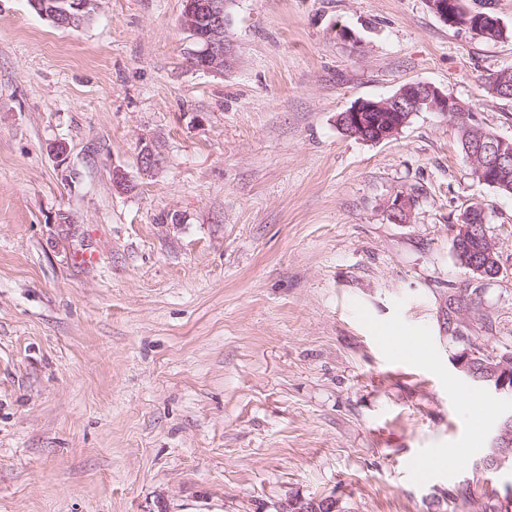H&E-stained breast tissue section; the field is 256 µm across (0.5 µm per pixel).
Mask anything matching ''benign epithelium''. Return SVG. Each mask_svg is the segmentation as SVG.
<instances>
[{
	"label": "benign epithelium",
	"instance_id": "benign-epithelium-1",
	"mask_svg": "<svg viewBox=\"0 0 512 512\" xmlns=\"http://www.w3.org/2000/svg\"><path fill=\"white\" fill-rule=\"evenodd\" d=\"M96 0H55L45 4L41 0H30L37 12L59 28L79 27L93 15ZM182 28L202 40L201 47L193 52L201 62L200 69L207 72H222L227 63L228 49L224 39V0H184L181 16ZM443 112L453 116L458 129L474 127L472 110L438 88L422 82L407 84L393 95L381 100H360L340 115L342 129L351 136H359L371 130V142L389 140L402 130L416 112ZM468 161L482 158L479 175L492 181L512 178V140L490 133L465 146ZM484 224V212H469L456 225L457 242H466L479 233L478 226ZM461 265L473 274L484 278H496L502 273L497 246L492 245L483 254V263L459 259ZM478 356L472 346L459 352L455 366L466 378L474 376L473 358ZM486 387L507 398L512 394V363L501 361L483 378ZM512 447V426L498 429L493 438L495 454L489 458L487 467L497 468L509 456Z\"/></svg>",
	"mask_w": 512,
	"mask_h": 512
}]
</instances>
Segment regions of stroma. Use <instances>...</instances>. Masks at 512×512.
<instances>
[{
  "instance_id": "35a3bbf8",
  "label": "stroma",
  "mask_w": 512,
  "mask_h": 512,
  "mask_svg": "<svg viewBox=\"0 0 512 512\" xmlns=\"http://www.w3.org/2000/svg\"><path fill=\"white\" fill-rule=\"evenodd\" d=\"M465 4L510 37L427 0H224L215 73L183 0H97L73 29L0 0V512H512V468L482 464L512 402L455 368L448 328L460 297L461 334L512 349V195L446 114L380 143L337 122L426 82L512 138L485 90L512 0ZM477 198L493 279L453 253ZM403 336L423 343L401 362ZM484 259L481 265L474 259L467 260V257L458 259L461 265L469 269L475 275H481L484 278H496L502 273L501 264L499 261V254L496 245H491L490 248L483 254L481 259ZM480 259V260H481Z\"/></svg>"
}]
</instances>
